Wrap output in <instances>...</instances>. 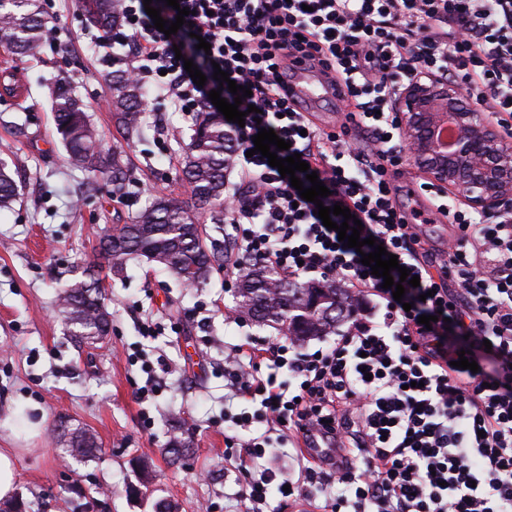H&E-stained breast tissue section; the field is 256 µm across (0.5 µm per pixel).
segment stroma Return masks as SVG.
<instances>
[{"label": "stroma", "instance_id": "stroma-1", "mask_svg": "<svg viewBox=\"0 0 512 512\" xmlns=\"http://www.w3.org/2000/svg\"><path fill=\"white\" fill-rule=\"evenodd\" d=\"M41 4L54 34L22 59L0 44V76L19 71L27 91L17 104L0 98V161L21 185L19 200L0 213V448L16 451L15 495L31 512H73L83 493L98 499V512H153L161 502L174 512H245L248 476L224 470V438L237 432L224 412L255 406L231 397L224 353L282 332L224 317L237 286L224 269V227L196 205L182 174L198 115L151 97L141 106L148 139L124 136L112 118L109 78L127 70V47L87 27L78 0ZM61 78L82 98L104 150L121 154L124 190L71 168L51 106ZM155 196L180 202L205 226L217 255L207 281L184 288L145 259H130L122 273L104 274L109 336L78 341L57 310L62 286L95 260L100 235ZM147 325L154 336H145ZM144 360L166 370L160 390L139 401ZM84 429L100 449L77 461L61 438ZM181 433L191 445L173 462L165 450Z\"/></svg>", "mask_w": 512, "mask_h": 512}]
</instances>
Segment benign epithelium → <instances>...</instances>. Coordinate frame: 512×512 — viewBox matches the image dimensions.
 <instances>
[{
	"mask_svg": "<svg viewBox=\"0 0 512 512\" xmlns=\"http://www.w3.org/2000/svg\"><path fill=\"white\" fill-rule=\"evenodd\" d=\"M394 109L404 139L426 177L459 203L490 216L512 209V137L472 106L440 75H410ZM453 122L456 140L442 139Z\"/></svg>",
	"mask_w": 512,
	"mask_h": 512,
	"instance_id": "7a95c632",
	"label": "benign epithelium"
}]
</instances>
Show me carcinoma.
Listing matches in <instances>:
<instances>
[{"label": "carcinoma", "mask_w": 512, "mask_h": 512, "mask_svg": "<svg viewBox=\"0 0 512 512\" xmlns=\"http://www.w3.org/2000/svg\"><path fill=\"white\" fill-rule=\"evenodd\" d=\"M87 22L94 28L111 29L120 21L119 0H81ZM44 17L40 0H0V43L15 54H29L40 41ZM152 89L134 83L126 73L112 76V108L118 130L132 135L141 131L142 101ZM53 119L70 163L95 178L112 180L117 190L125 186L122 159L102 147L101 135L91 126L83 102L65 80L53 90ZM233 138L218 112H202L187 146L183 173L192 197L201 206L224 204V176ZM19 198L16 181L0 169V211ZM206 230L177 202L157 197L126 224H117L103 234L98 252L112 271L126 258L138 254L161 266L184 286L198 285L209 276L215 259L205 242ZM103 278L92 268L63 287L60 314L71 332L83 338L105 336L111 319L105 304ZM241 311L256 323H280L286 333L307 339L336 330L354 312L347 292L332 285L290 283L272 270L252 265L236 288ZM67 451L75 458H90L97 451L95 437L85 431L70 434Z\"/></svg>", "instance_id": "1"}]
</instances>
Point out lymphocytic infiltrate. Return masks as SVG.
Returning <instances> with one entry per match:
<instances>
[{
  "mask_svg": "<svg viewBox=\"0 0 512 512\" xmlns=\"http://www.w3.org/2000/svg\"><path fill=\"white\" fill-rule=\"evenodd\" d=\"M133 80L155 85L179 109L212 110L215 70L251 89L228 122L233 151L224 187L230 272L260 264L291 279L333 282L357 309L333 345L309 352L293 337L247 341L224 356L234 394L259 404L234 414L268 429L225 452L229 464L272 457L301 432L327 429L333 454L304 467V482L265 469L246 489V512H265L271 489L306 496L332 486L330 512H512V212L485 223L431 183L432 210L403 211L394 177L404 163L396 90L415 71L448 78L468 103L512 129V0H179L176 34L154 26L142 0H122ZM210 50L196 46L198 38ZM192 60L206 76L196 85ZM342 84V118L325 131L290 98L298 69ZM222 98L229 91L220 90ZM257 107L259 116L248 115ZM290 141L330 194L400 266L420 278L402 301L326 228L314 203L253 150L260 129ZM448 219L455 235L436 250L420 224ZM433 316L432 326L419 324ZM488 353L493 370L455 367L461 351Z\"/></svg>",
  "mask_w": 512,
  "mask_h": 512,
  "instance_id": "f902f5d3",
  "label": "lymphocytic infiltrate"
}]
</instances>
